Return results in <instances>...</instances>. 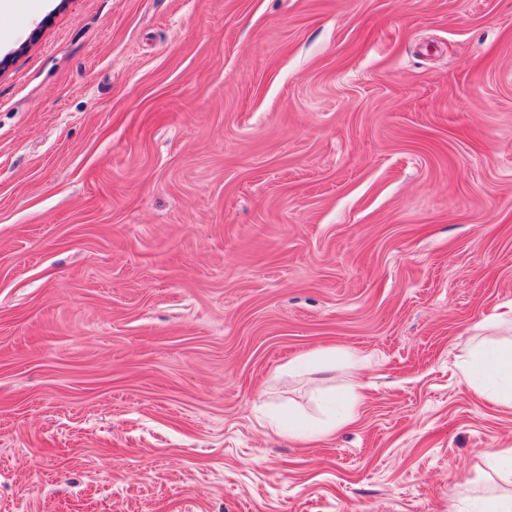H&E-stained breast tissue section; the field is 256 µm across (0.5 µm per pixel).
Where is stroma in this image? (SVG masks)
<instances>
[{
    "label": "stroma",
    "mask_w": 512,
    "mask_h": 512,
    "mask_svg": "<svg viewBox=\"0 0 512 512\" xmlns=\"http://www.w3.org/2000/svg\"><path fill=\"white\" fill-rule=\"evenodd\" d=\"M506 303L512 0H0V512H472ZM467 384L480 396L512 406V343L487 347L477 343L462 361Z\"/></svg>",
    "instance_id": "obj_1"
}]
</instances>
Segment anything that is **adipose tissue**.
Segmentation results:
<instances>
[{"instance_id": "ef3b65f1", "label": "adipose tissue", "mask_w": 512, "mask_h": 512, "mask_svg": "<svg viewBox=\"0 0 512 512\" xmlns=\"http://www.w3.org/2000/svg\"><path fill=\"white\" fill-rule=\"evenodd\" d=\"M467 384L480 396L512 406V343L488 347L476 344L462 361Z\"/></svg>"}]
</instances>
